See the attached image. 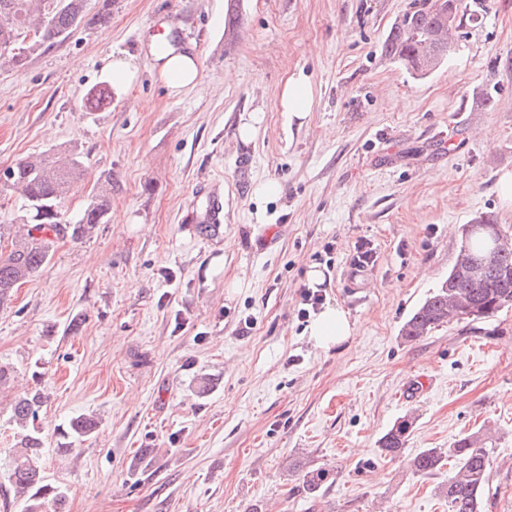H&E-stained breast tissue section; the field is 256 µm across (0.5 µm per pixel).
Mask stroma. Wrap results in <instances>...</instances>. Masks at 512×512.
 Instances as JSON below:
<instances>
[{
  "mask_svg": "<svg viewBox=\"0 0 512 512\" xmlns=\"http://www.w3.org/2000/svg\"><path fill=\"white\" fill-rule=\"evenodd\" d=\"M413 0H114L107 27L83 26L0 57V170L71 147L112 205L95 235L58 241L49 264L0 307V512H21L7 469L22 431L14 399L45 404L47 483L65 512H448L445 463L410 461L483 430L496 438L486 512H512V307L399 330L448 275L461 227L491 216L512 235L496 184L512 171V0H488L423 78L383 43ZM199 56L200 83L170 96L144 51L155 22ZM138 77L109 108L82 96ZM305 74L314 105L289 121L280 100ZM254 122L241 140L242 123ZM278 179L277 197L257 187ZM224 221L190 223L211 189ZM377 260L360 278V242ZM354 336L323 350L299 318L309 267ZM96 433L56 449L69 422ZM403 454H382L396 420ZM323 468L317 494L301 466ZM138 68L133 61L112 65V91L108 87H92L82 97L87 110L96 111L108 107L112 102V92L120 88L128 89L137 78ZM412 425L409 419L397 420L381 437L379 447L385 456L396 457L405 447L407 432Z\"/></svg>",
  "mask_w": 512,
  "mask_h": 512,
  "instance_id": "stroma-1",
  "label": "stroma"
}]
</instances>
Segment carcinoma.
<instances>
[{"label":"carcinoma","mask_w":512,"mask_h":512,"mask_svg":"<svg viewBox=\"0 0 512 512\" xmlns=\"http://www.w3.org/2000/svg\"><path fill=\"white\" fill-rule=\"evenodd\" d=\"M462 0H414L413 10L405 14L386 39V53L418 76H425L441 65L449 43L443 42L434 65L422 54L428 36L440 28L443 19L459 29L464 24ZM474 18V14L467 15ZM85 20L84 0H0V57L7 56L17 67L25 65L31 51L54 39L69 37ZM32 36L22 46L20 38ZM91 111L108 107L112 91L92 87L82 97ZM84 175V161L74 149L60 153H41L9 167V175L0 183L19 192L21 203L15 224H0V240L7 239L11 249L0 252V304L14 288L35 277L50 262L55 243L74 242L93 237L97 226L106 222L112 200V175L100 177L90 199L74 221L64 218L63 203L75 191ZM505 235L490 217H480L462 228V245L448 278L442 281L415 308L401 328L407 342L417 341L432 330L462 319L479 320L495 315L512 304V249ZM45 397L34 390L13 402L11 419L25 433L8 464V481L16 497L23 500V512H43L51 507L61 512L66 492L45 482L42 457L45 439L34 428ZM408 419L396 421L381 437L379 447L387 456H398L405 447ZM97 428L91 417L74 418L66 436L73 442L84 441ZM495 447L492 438L480 432L456 440L452 447L430 448L416 455L411 466L417 473L435 471L448 458H454L456 470L448 477L445 495L449 512H483L485 488L490 478V457ZM325 472H305L303 486L316 493Z\"/></svg>","instance_id":"obj_1"}]
</instances>
